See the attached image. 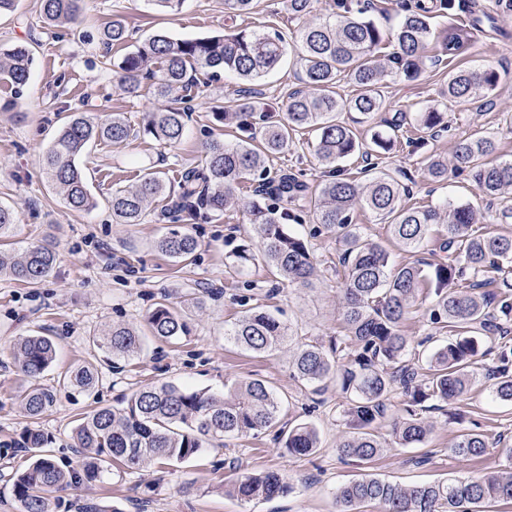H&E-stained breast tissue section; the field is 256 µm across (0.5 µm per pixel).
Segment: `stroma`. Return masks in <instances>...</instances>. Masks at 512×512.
Wrapping results in <instances>:
<instances>
[{"mask_svg":"<svg viewBox=\"0 0 512 512\" xmlns=\"http://www.w3.org/2000/svg\"><path fill=\"white\" fill-rule=\"evenodd\" d=\"M479 2L496 17L498 29L481 36L455 65L499 73L498 86L485 100L443 99L448 72L430 69L414 81L389 82L379 112L368 116L346 112L342 118L366 139L395 116H405L412 127L418 113L439 107L447 114L449 131L426 137L417 148L398 137L392 150L382 155L380 169L393 175L404 171L412 177L411 201L467 203L477 210L479 225L512 232V220L500 215L502 208L512 207V193L490 203L468 176L452 175L438 183L429 180L426 171L429 156L451 157L456 140L475 133L495 137L500 155L512 159V9H506L502 0ZM111 19L123 20L133 36L126 44L107 49L100 42V29ZM230 25L272 27L290 40L299 28L298 22L289 20L283 0H260L252 14L234 18L226 14L224 0H185L175 15L148 9L143 0H84L78 23L62 38L43 23L40 0H18L14 14L0 18V44L30 45L35 56L21 94H14L0 80V203L16 215L9 248L18 256L47 242L57 253L53 270L36 286L0 278V512H23L12 482L25 464L20 444L27 429L35 427L44 433L59 465L81 469L73 436L78 419L94 409L118 405L148 385L220 393L225 383L263 378L284 401L282 420L314 426L320 446L315 454L299 458L289 455L267 433L227 440L225 446L208 448L189 462L151 461L121 471L109 467L96 478L81 479L74 487L52 493L48 512H77L81 502L103 507L105 512H337V488L367 472L394 483L417 485L441 480L451 472L469 478L512 466L503 452L504 446H512V403L493 400L484 377H476L462 400L430 412L435 428L421 445L400 447L390 424H383L379 433L385 449L378 460L364 467L340 459L336 440L344 425L336 410V390L328 388L322 404H314L308 390L291 376V345L254 358L225 343L224 330L240 317L245 298L276 313L293 335L324 345L338 335L342 246L334 235L317 232L312 207H304L302 223L291 227L293 233L307 238L316 261L317 278L309 288L282 282L260 264L240 274L226 267L228 253L257 237L249 210L259 195L256 182L249 179L218 216L192 220L185 213L165 211L159 202L145 223H113L109 199L114 187L134 184L151 173L173 186L183 168L203 163L206 145L219 131L213 107L231 111L249 102L278 108L288 93L301 88L290 56L248 90L234 74L203 71L181 142L169 147L143 133L148 113L164 109L166 102L147 87L140 97H126L114 76L115 63L158 29L192 38ZM5 100L11 101V108H2ZM83 104L97 119L123 113L140 134L123 143L98 141L86 149L80 164L97 205L89 211H74L48 180L43 155L63 117ZM316 138L311 129L299 130L290 151L270 161L271 171L291 169L302 175L310 189H317L323 166L315 153ZM356 222L364 235L387 248L393 264L417 258L433 263L440 258L436 240L413 254L393 243L386 224L372 214L357 213ZM172 229L196 237L195 262L178 261L157 249L158 239ZM163 300L187 321V336L170 343L148 340L139 356L121 368L110 367L94 345V337L116 324L145 328L148 313ZM39 333L52 335L57 342L55 362L36 381L54 390L56 401L35 420L21 406L22 395L34 381L22 373L14 346L20 338ZM88 363L98 366V383L91 391L71 393L63 385L65 372ZM475 425L492 440L486 454L478 459L449 455L456 436ZM421 456L426 464L415 465V458ZM268 470L287 479L291 486L287 496L245 503L225 495V483L237 474Z\"/></svg>","mask_w":512,"mask_h":512,"instance_id":"35a3bbf8","label":"stroma"}]
</instances>
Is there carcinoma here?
Returning a JSON list of instances; mask_svg holds the SVG:
<instances>
[{
	"label": "carcinoma",
	"instance_id": "cac0c4a2",
	"mask_svg": "<svg viewBox=\"0 0 512 512\" xmlns=\"http://www.w3.org/2000/svg\"><path fill=\"white\" fill-rule=\"evenodd\" d=\"M81 0H41L44 24L62 28L74 22ZM316 0H285V9L294 19L306 18ZM225 9L236 17L248 15L255 0H224ZM465 14L467 20L451 23L441 31L432 19ZM496 30L495 18L480 8L478 0H415L401 5L400 18L386 32L366 15L355 0H333L322 21L305 24L298 30L300 80L304 89L288 94L284 112L243 107L233 112L218 109L215 121L235 129L236 141L213 139L208 144L205 163L187 167L177 182L178 207L194 217L202 210L220 214L228 198L251 175L262 180V198L250 210L259 245H238L228 256L237 270L259 260L274 275L292 285H312L316 267L307 242L291 234L287 224L300 221L294 207H313L318 223L336 236L343 251L339 264L344 268L340 319L346 334L324 346L296 342L291 368L293 377L322 395L328 383H336L343 398V417L348 431L337 446L341 458L362 464L372 463L383 450L378 426L390 417L392 399L403 398V415L392 418V434L403 447L422 444L433 431L424 416L425 402H448L470 389L476 358L487 355L484 341L499 337V364L489 367L492 393L512 402V371L505 339L512 333V234L474 230L475 211L469 204L446 202L439 206L406 205L407 189L393 175L378 169L380 156L391 150L394 139L375 131L362 140L349 125L337 120L340 112L364 116L382 107L381 87L396 79L415 80L423 68L443 61L429 55L431 44L440 39L448 59L467 52L480 29ZM128 29L120 20L105 24L101 33L107 47L127 41ZM288 54V40L278 31L237 27L220 34L197 38H174L165 30L152 34L117 65L124 95L137 98L142 80L150 77L155 91L171 100L172 106L147 116L143 131L158 142L174 146L180 142L186 110L184 104L195 97L196 81L190 74L198 70L236 73L252 83L277 67ZM34 57L25 44H0V79L22 92ZM348 77L357 87L350 99L336 97V83ZM499 82L494 70L473 72L454 70L442 96L467 101L485 97ZM445 113L432 107L419 114L424 132L446 128ZM306 127L319 131L316 154L325 167L324 179L314 196L299 175L282 171L267 176L270 159L288 151L291 133ZM138 131L120 112L103 122H94L82 112H73L56 130L44 158V170L59 187L66 204L75 211L96 207L83 169L78 163L86 147L96 140L123 142ZM498 145L490 137H466L455 142L453 166L440 156L430 158L429 178L448 180V173L471 174L488 201L497 200L512 188V161H494ZM360 154L366 162L365 178L350 177L336 166L344 158ZM171 188L156 175L144 177L130 186L112 188V219L118 224H141L150 215V206L168 198ZM369 212L385 221L391 238L404 249L415 252L430 239L433 227L442 224L446 235L440 250L442 261L425 270L418 262L389 265L384 246L363 235L354 224L355 213ZM15 214L0 205V242L13 236ZM157 248L182 262L196 257L198 241L173 230L157 241ZM56 253L49 245H36L20 257L0 250V274L29 285L50 274ZM501 283L495 291L487 287ZM425 286L434 288L435 303L430 323L438 329H457V336L438 347L428 358L418 348L429 338L413 342L402 334L403 321L415 306ZM150 336L171 342L188 333L183 316L166 302L158 303L147 318ZM286 326L271 312L250 307L225 331V340L256 356H264L282 343ZM146 337L125 325H114L95 339L106 348L117 365L138 355ZM21 370L37 377L56 357L51 336L29 335L17 345ZM99 381L92 365L74 368L63 383L75 392H86ZM54 391L33 387L21 404L31 417L41 416L54 403ZM281 401L267 381L260 378L224 386V394L207 389H184L169 384L143 387L120 403L103 407L80 419L74 432L84 456L85 477H95L104 463H120L128 469L153 460L187 462L217 441L257 436L276 424ZM275 439L293 456H310L319 447L316 429L307 423L283 424ZM47 438L38 429L27 431L21 449L28 465L16 472L13 493L25 512H47L48 496L77 483L78 475L63 469L44 450ZM489 436L468 430L459 434L449 451L458 457L473 458L489 448ZM291 491L284 477L274 471L243 474L225 485V493L242 500H269ZM512 502V466L506 471L479 478L460 479L455 475L437 483L402 486L364 474L336 490L338 512H358L373 503L382 512H483L492 502Z\"/></svg>",
	"mask_w": 512,
	"mask_h": 512
}]
</instances>
